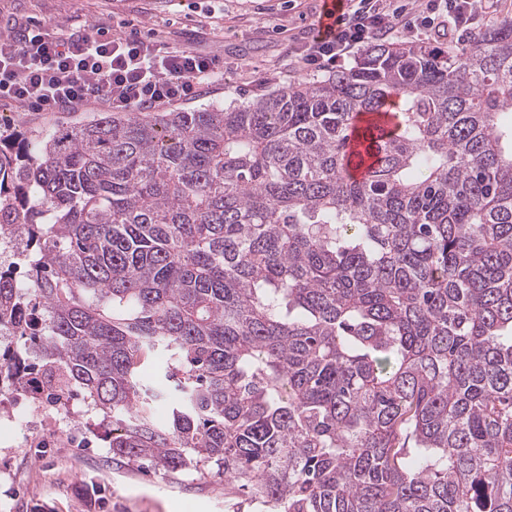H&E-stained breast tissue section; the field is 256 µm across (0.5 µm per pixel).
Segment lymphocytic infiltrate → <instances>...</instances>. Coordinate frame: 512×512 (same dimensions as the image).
<instances>
[{"instance_id": "1", "label": "lymphocytic infiltrate", "mask_w": 512, "mask_h": 512, "mask_svg": "<svg viewBox=\"0 0 512 512\" xmlns=\"http://www.w3.org/2000/svg\"><path fill=\"white\" fill-rule=\"evenodd\" d=\"M497 0H419L414 11L392 0H358L328 36L293 49L310 70L342 64L362 47L399 34L413 37L477 28ZM224 75L223 58L144 39L106 38L83 29L60 33L22 24L0 33V102L36 112H70L94 102L115 112L141 111L197 98Z\"/></svg>"}]
</instances>
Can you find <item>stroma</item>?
<instances>
[{
    "label": "stroma",
    "mask_w": 512,
    "mask_h": 512,
    "mask_svg": "<svg viewBox=\"0 0 512 512\" xmlns=\"http://www.w3.org/2000/svg\"><path fill=\"white\" fill-rule=\"evenodd\" d=\"M322 0H0V29L7 19L41 22L69 33L86 26L105 34L133 29L178 47L224 56V77L205 87L198 104L241 102L314 72L291 51L311 41ZM94 105L73 112H34L0 103V136L40 131L72 119L92 120ZM19 396L14 420L0 418V512H260L231 493L214 471L170 477L138 462L113 460L106 437L112 421L85 410L76 433L95 435L93 446L63 442L53 406L28 410Z\"/></svg>",
    "instance_id": "35a3bbf8"
}]
</instances>
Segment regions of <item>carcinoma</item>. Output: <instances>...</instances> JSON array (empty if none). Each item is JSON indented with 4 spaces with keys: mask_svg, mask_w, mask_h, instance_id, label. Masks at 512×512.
<instances>
[{
    "mask_svg": "<svg viewBox=\"0 0 512 512\" xmlns=\"http://www.w3.org/2000/svg\"><path fill=\"white\" fill-rule=\"evenodd\" d=\"M511 106L506 17L462 51L373 43L248 102L0 140L30 267L0 268V331L47 402L112 418L118 461L214 465L272 512H512Z\"/></svg>",
    "mask_w": 512,
    "mask_h": 512,
    "instance_id": "1",
    "label": "carcinoma"
}]
</instances>
